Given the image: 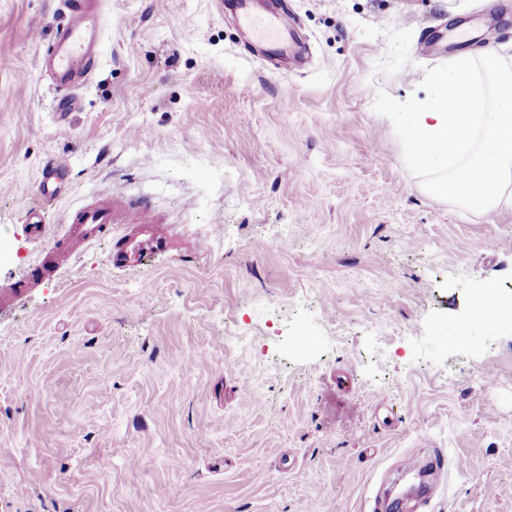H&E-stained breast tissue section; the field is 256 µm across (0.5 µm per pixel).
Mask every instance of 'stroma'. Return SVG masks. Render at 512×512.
<instances>
[{
    "instance_id": "stroma-1",
    "label": "stroma",
    "mask_w": 512,
    "mask_h": 512,
    "mask_svg": "<svg viewBox=\"0 0 512 512\" xmlns=\"http://www.w3.org/2000/svg\"><path fill=\"white\" fill-rule=\"evenodd\" d=\"M282 4L300 64L216 0H108L63 132L56 4L0 0V512H375L429 454L411 512H512V328L470 318L512 298V201L430 195L373 109L512 64V0ZM115 190L128 220L50 265Z\"/></svg>"
}]
</instances>
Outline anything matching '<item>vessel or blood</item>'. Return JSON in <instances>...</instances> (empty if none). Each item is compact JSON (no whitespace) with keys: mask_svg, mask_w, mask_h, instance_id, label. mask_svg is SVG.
<instances>
[{"mask_svg":"<svg viewBox=\"0 0 512 512\" xmlns=\"http://www.w3.org/2000/svg\"><path fill=\"white\" fill-rule=\"evenodd\" d=\"M68 15L67 23L58 28L39 59V65L59 91L69 92L86 85L99 63L100 37L109 16L105 0H60ZM237 21L249 32L273 38L295 31L288 13L254 10L248 0H239ZM118 209L111 197L97 206H83L74 211L72 221L80 225V241L97 237L103 225L112 223Z\"/></svg>","mask_w":512,"mask_h":512,"instance_id":"vessel-or-blood-1","label":"vessel or blood"}]
</instances>
